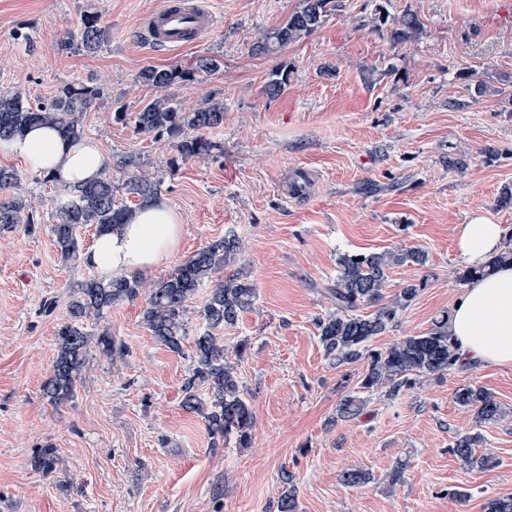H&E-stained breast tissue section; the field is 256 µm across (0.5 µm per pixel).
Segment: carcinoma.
Segmentation results:
<instances>
[{
	"label": "carcinoma",
	"mask_w": 512,
	"mask_h": 512,
	"mask_svg": "<svg viewBox=\"0 0 512 512\" xmlns=\"http://www.w3.org/2000/svg\"><path fill=\"white\" fill-rule=\"evenodd\" d=\"M334 0H303V7L272 29L263 42L256 46L259 52H275L315 31L324 22L329 4ZM421 27L418 18L407 13L391 32L394 41L402 42ZM102 30L98 19H84L79 36L68 35L64 45L75 43L93 50L101 42ZM191 70L176 66L146 67L140 74L142 83L158 90L188 81ZM289 71L283 68L273 74L267 86L276 96L288 85ZM100 96L97 87L87 84H67L60 88L48 103L32 104L24 93H0V139L8 138L32 125L55 126L74 139L82 137L81 117L90 110ZM224 122V104L213 102L187 112L169 97L160 96L134 113L136 129L145 134L165 137L183 158L208 155L215 149L204 131ZM125 193L146 202L157 194L156 183L148 178L131 177L123 183ZM128 209L116 202V187L106 173L93 182L74 189L73 198L57 210L56 223L51 230L61 258L77 261L83 253L79 230L93 226L99 233L122 223ZM32 233L36 225L27 211L25 199L19 195L0 200V232L11 231L18 225ZM241 245L235 235H228L200 249L173 273L149 286L138 279L125 277L103 280L91 276L80 283L77 294L69 303L70 322L57 332L58 354L50 376L41 387L42 397L57 406L70 398L84 367L90 344H95L110 355L117 352L112 336L107 332L95 335L83 326V319L93 315L101 318L104 311L139 295L145 296L143 321L152 335L173 352L183 350V318L185 303L205 281L229 263L235 261ZM504 261L512 262V232L506 236L503 252L483 268L468 269L460 276L471 280L477 275L491 273ZM426 263L421 249H390L369 254H343L337 260L336 281L328 286V294L336 311L318 320V340L327 357L344 366L362 361L366 368L357 389L347 392L336 406V418L345 420L362 414L366 394L397 397L403 388L414 386L424 378L439 379L457 366L455 349L448 336V315L434 321L429 332L408 336L384 350H373L370 341L384 334L417 296L421 284L410 283L389 300H384L388 270L397 265ZM256 295L255 284L246 266H239L224 281L210 291L203 309L209 331L198 336L191 356L192 366L184 379L181 391L182 408L202 415L213 443L236 438L247 443L254 427V416L242 390L229 354L240 357L245 345L233 350L224 346L212 331L236 322L239 314L249 308ZM375 310L359 314L360 306ZM455 402L473 414L476 426L499 421L505 411L493 393L472 385H463L454 392ZM482 442L480 431L472 430L456 437L451 452L462 465L470 468L489 466L491 457L476 455L475 448ZM56 449L49 446L36 452L34 463L45 473L55 469Z\"/></svg>",
	"instance_id": "carcinoma-1"
}]
</instances>
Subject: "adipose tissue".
I'll list each match as a JSON object with an SVG mask.
<instances>
[{"label":"adipose tissue","mask_w":512,"mask_h":512,"mask_svg":"<svg viewBox=\"0 0 512 512\" xmlns=\"http://www.w3.org/2000/svg\"><path fill=\"white\" fill-rule=\"evenodd\" d=\"M0 151L70 187L96 179L107 164L96 141L71 139L42 125L0 141ZM182 232L176 210L167 200L155 198L98 235L85 261L106 279L150 270L176 252ZM503 242L502 226L477 214L461 226L457 248L467 266L479 268L501 252ZM448 331L459 361L512 366L511 263L471 281L453 304Z\"/></svg>","instance_id":"obj_1"}]
</instances>
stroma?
Segmentation results:
<instances>
[{
  "label": "stroma",
  "instance_id": "35a3bbf8",
  "mask_svg": "<svg viewBox=\"0 0 512 512\" xmlns=\"http://www.w3.org/2000/svg\"><path fill=\"white\" fill-rule=\"evenodd\" d=\"M335 2L312 34L259 54L254 45L302 0H213L211 37L169 53L136 39L159 0H0V92L47 102L68 83L100 87L83 130L107 155L114 184L144 173L180 214L178 250L140 280L154 282L232 234L256 286L252 307L217 331L226 347L246 346L235 364L254 416L248 444H213L202 417L181 406L194 341L207 329L206 285L186 304L180 354L144 325L143 298L90 321L125 355L91 349L72 397L48 404L41 385L57 331L94 270L57 254L51 225L68 187L0 153V166L19 172L37 226L0 233V512H277L289 486L297 512H487L512 495V367L466 365L394 399L373 394L362 415L341 421L338 401L363 367L333 364L316 326L335 309L326 287L339 255L418 247L425 265L391 269L383 293L411 281L421 289L371 346L426 333L465 288L462 224L480 212L512 228V206L500 203L512 187V85L496 91L512 78V0ZM381 5L394 21L415 14L420 30L393 43L376 20ZM90 15L104 32L99 47L62 48ZM203 58L217 69L198 70ZM149 66L193 70L163 92L184 109L223 102V125L207 133L211 154L181 158L167 139L115 121L116 111L137 112L161 93L138 80ZM282 67L288 85L268 95ZM479 81L494 93L473 98ZM459 154L467 169L449 167ZM465 384L492 392L506 411L483 429L487 469L464 467L449 451L471 426L454 400ZM47 445L58 458L49 474L33 465ZM348 468L366 482L343 485Z\"/></svg>",
  "mask_w": 512,
  "mask_h": 512
}]
</instances>
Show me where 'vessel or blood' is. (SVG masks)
Instances as JSON below:
<instances>
[{"label":"vessel or blood","mask_w":512,"mask_h":512,"mask_svg":"<svg viewBox=\"0 0 512 512\" xmlns=\"http://www.w3.org/2000/svg\"><path fill=\"white\" fill-rule=\"evenodd\" d=\"M217 26L211 0H160L142 17L138 33L153 50L171 52L200 43Z\"/></svg>","instance_id":"b4317fda"}]
</instances>
